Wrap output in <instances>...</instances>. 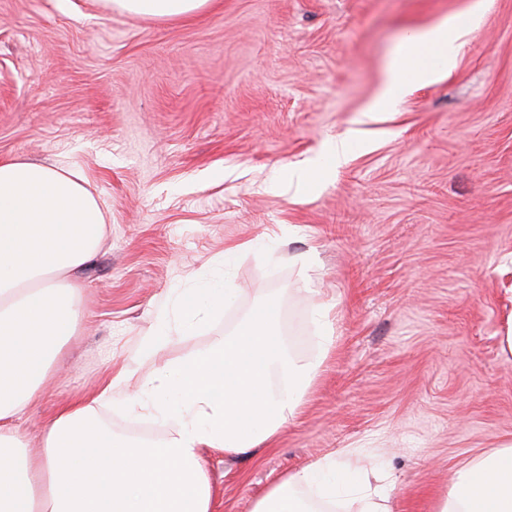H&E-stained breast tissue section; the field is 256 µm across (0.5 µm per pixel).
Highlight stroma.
Instances as JSON below:
<instances>
[{"label":"stroma","mask_w":512,"mask_h":512,"mask_svg":"<svg viewBox=\"0 0 512 512\" xmlns=\"http://www.w3.org/2000/svg\"><path fill=\"white\" fill-rule=\"evenodd\" d=\"M480 3L452 70L369 111L408 33L469 25ZM351 129L365 146L327 179L269 189ZM0 158L80 169L112 226L79 276V330L20 425L31 457L58 410L124 364L130 394L269 300L293 353L315 349L318 301L335 341L271 445L204 450L215 512H252L345 448L390 474L391 512H434L456 469L512 441V0H218L182 21L0 0ZM305 252L302 274L288 258ZM219 275L235 302L139 357L174 290ZM97 413L118 436L168 434L142 412Z\"/></svg>","instance_id":"obj_1"}]
</instances>
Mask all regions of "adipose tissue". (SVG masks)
Returning <instances> with one entry per match:
<instances>
[{"label":"adipose tissue","instance_id":"obj_1","mask_svg":"<svg viewBox=\"0 0 512 512\" xmlns=\"http://www.w3.org/2000/svg\"><path fill=\"white\" fill-rule=\"evenodd\" d=\"M111 9L158 21L185 20L216 0H107ZM464 32L455 21L415 32L391 57L370 104L395 107L409 88L433 83L453 67ZM358 141L336 140L331 163L278 172L276 185L320 181L341 167ZM108 234L99 200L70 171L0 159V512H212L201 452L227 455L272 443L299 409L330 350L331 305L312 311L315 354L300 357L278 335L275 302L257 307L204 354L165 367L142 382L126 408L146 410L169 431L158 444L112 435L96 408L114 402L115 376L95 402L77 401L47 426L41 460L28 458L17 423L38 401L41 384L81 320L80 271ZM223 282L180 290L173 315H160L142 353L171 328L189 334L234 297ZM385 472L354 449L334 452L278 479L253 512H390ZM436 512H512V441L457 470Z\"/></svg>","mask_w":512,"mask_h":512}]
</instances>
